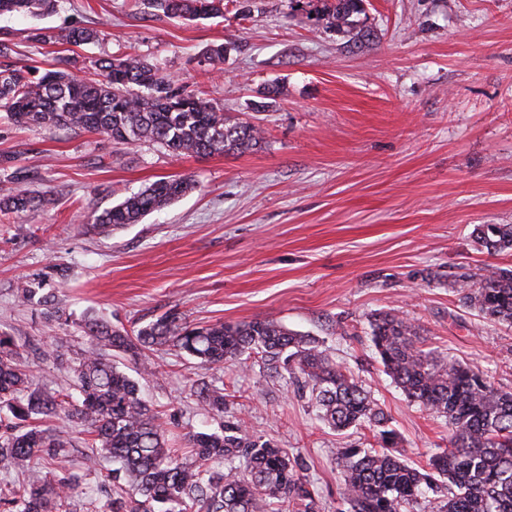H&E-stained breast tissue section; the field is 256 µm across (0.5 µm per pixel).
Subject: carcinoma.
Wrapping results in <instances>:
<instances>
[{
	"instance_id": "carcinoma-1",
	"label": "carcinoma",
	"mask_w": 512,
	"mask_h": 512,
	"mask_svg": "<svg viewBox=\"0 0 512 512\" xmlns=\"http://www.w3.org/2000/svg\"><path fill=\"white\" fill-rule=\"evenodd\" d=\"M60 0H0V13L50 14ZM169 19L224 16V0H146ZM364 0H318L316 13L336 28H352ZM98 31L72 27L57 34L39 28L40 44H88ZM224 45L202 54L203 71L224 60ZM0 111L19 126L102 134L121 145L150 142L179 155L244 152L261 141L251 123H231L224 109L191 85L162 72L145 58L121 53L100 59L81 76L67 68L43 73L28 66L0 65ZM20 177L0 181V211L22 213L50 199L18 187ZM194 189L182 177L161 178L119 204L92 212L88 223L109 235L170 204ZM490 253L512 249L511 224H482L474 230ZM461 299L485 318L512 326V269L487 265L452 285ZM17 298L41 306L60 326L85 341L70 370L74 390L48 394L34 387L21 346L0 335V462L19 468L21 477L0 487L3 512H68L85 474L106 460L112 495L104 512H319L314 491L288 449L250 432L242 420L218 431L187 435L191 455L168 447L169 430L141 395L137 383L112 360L122 353L151 368L149 352L167 348L198 365L214 368L256 355L263 366L288 376L308 398L319 420L343 432L375 428L379 449L338 448L342 479L340 512H411L418 499L433 494L434 512H512V392L497 387L477 367L427 348L420 328L399 313L379 312L369 320L373 347L385 373L413 403L448 422V447L417 468L396 451L399 437L387 426L378 400L350 370L337 364L319 341L269 319L193 326L169 311L128 331L89 312L67 310L52 273L21 282ZM201 403L224 414V385L201 388ZM82 422L92 434L91 450L73 463L63 449L69 438L56 420Z\"/></svg>"
}]
</instances>
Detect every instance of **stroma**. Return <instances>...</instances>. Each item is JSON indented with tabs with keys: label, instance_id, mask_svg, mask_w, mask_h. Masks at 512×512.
<instances>
[{
	"label": "stroma",
	"instance_id": "obj_1",
	"mask_svg": "<svg viewBox=\"0 0 512 512\" xmlns=\"http://www.w3.org/2000/svg\"><path fill=\"white\" fill-rule=\"evenodd\" d=\"M366 37L317 16L313 0H224L223 16L176 20L129 0H64L40 18L0 15L10 63L91 69L131 52L198 85L226 118L258 124L242 154L176 156L159 145L114 144L70 130L16 126L0 112V180L48 206L0 218V334L26 350L38 387L68 388L84 347L71 328L20 305L16 285L54 267L75 311L132 328L177 309L187 321L271 319L319 339L383 405L417 467L448 444V426L392 383L369 319L395 310L427 346L489 372L512 391V327L479 317L452 289L487 264L473 231L512 224V0H365ZM103 31L91 44L42 45L34 28ZM228 45L219 70L198 61ZM271 108L255 111L264 88ZM194 190L104 238L83 219L164 178ZM138 375L173 447L188 431L240 419L297 455L320 512H339L336 451L369 446V430L324 426L287 379L261 365L204 369L173 350ZM224 386L223 415L199 403Z\"/></svg>",
	"mask_w": 512,
	"mask_h": 512
}]
</instances>
